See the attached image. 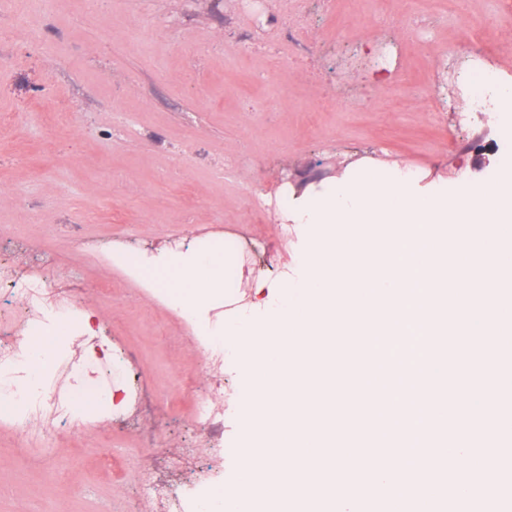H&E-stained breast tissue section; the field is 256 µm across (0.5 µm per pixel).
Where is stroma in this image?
I'll use <instances>...</instances> for the list:
<instances>
[{
  "mask_svg": "<svg viewBox=\"0 0 512 512\" xmlns=\"http://www.w3.org/2000/svg\"><path fill=\"white\" fill-rule=\"evenodd\" d=\"M315 35L292 53L246 40L287 27L296 0H0V260L42 265L83 290L113 359L93 396L92 426L54 423L22 443L0 424V512H132L141 463L163 469L180 495L198 475L229 481L195 423L192 393L209 388L192 328L112 264L110 241L149 252L231 233L245 272L291 266L296 230L282 232L273 200L300 171L341 178L364 159L419 170L425 182H489L505 162L501 118L459 122V92L479 72L512 81V6L506 0H416L413 25L394 30L348 0H306ZM491 18L474 62L450 54L458 16ZM63 113L67 123H49ZM93 241L94 254L74 238ZM143 387L139 415L110 407L114 387Z\"/></svg>",
  "mask_w": 512,
  "mask_h": 512,
  "instance_id": "35a3bbf8",
  "label": "stroma"
}]
</instances>
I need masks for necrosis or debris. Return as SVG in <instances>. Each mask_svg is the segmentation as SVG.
Wrapping results in <instances>:
<instances>
[{
  "mask_svg": "<svg viewBox=\"0 0 512 512\" xmlns=\"http://www.w3.org/2000/svg\"><path fill=\"white\" fill-rule=\"evenodd\" d=\"M16 285L21 300L15 321L16 338L0 340V418L11 421L21 438L46 430L54 419L67 416L69 397L53 388L51 378L34 383L27 377L21 343L41 336L58 320L73 316V289L58 287L56 277L29 266L15 269L0 263V282ZM194 418L206 425L215 444H222L224 435V385L213 381L206 394L193 398ZM141 501L154 502L163 512H198L201 494L192 492L170 497L154 469H142L138 475Z\"/></svg>",
  "mask_w": 512,
  "mask_h": 512,
  "instance_id": "1",
  "label": "necrosis or debris"
}]
</instances>
